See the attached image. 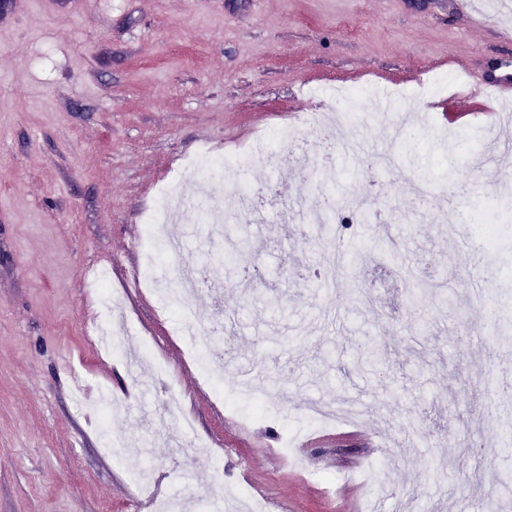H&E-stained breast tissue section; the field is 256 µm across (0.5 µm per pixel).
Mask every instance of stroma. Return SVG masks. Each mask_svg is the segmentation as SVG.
I'll return each instance as SVG.
<instances>
[{
  "label": "stroma",
  "instance_id": "stroma-1",
  "mask_svg": "<svg viewBox=\"0 0 512 512\" xmlns=\"http://www.w3.org/2000/svg\"><path fill=\"white\" fill-rule=\"evenodd\" d=\"M509 56L512 14H461L453 0H21L0 19V512H152L127 470L145 457L157 498L191 512L243 484L279 512H359L364 485L325 479L367 464L390 472L379 512L405 500L419 512H485L489 477L512 468V419L497 418L482 386L512 374V329L492 339L484 328L512 301V223L485 270L448 231L464 207L498 198L512 208V173L473 165L494 108L478 83ZM467 71L466 95L440 97L462 123L429 112L404 144L390 146L384 115L313 124L331 103L311 87L407 88ZM302 117L309 152L338 138L394 151L388 171L335 157L325 187L355 219L337 232L349 242L344 270L333 271L315 225L288 229L269 213L233 226L258 239L237 260L258 275L231 284L206 225L181 213L172 223L201 269L188 303L223 327L214 354L235 375L256 366L267 390L271 421L247 424L249 403L217 399L158 294L139 288L142 221L183 157ZM463 178L469 192L449 195ZM240 180L272 204H309L318 189L291 162L225 171L207 192L228 205ZM418 210L426 219L408 222ZM380 211L393 216L384 234ZM406 264L429 290L424 310L407 301ZM101 266L125 292L113 336L128 351L150 342L166 366L146 392L86 331L102 311L87 302ZM171 385L196 424L186 436L151 430ZM102 388L116 402L104 429L91 410ZM314 400H348L359 415L311 431L298 470L278 445ZM105 432L121 447L103 451Z\"/></svg>",
  "mask_w": 512,
  "mask_h": 512
}]
</instances>
